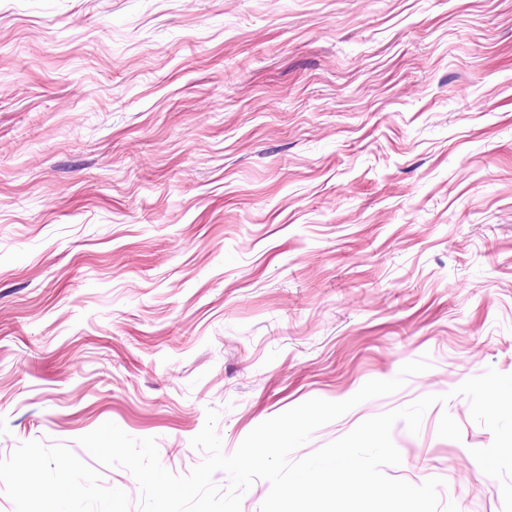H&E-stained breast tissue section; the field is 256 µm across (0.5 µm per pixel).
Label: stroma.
<instances>
[{
    "label": "stroma",
    "instance_id": "obj_1",
    "mask_svg": "<svg viewBox=\"0 0 512 512\" xmlns=\"http://www.w3.org/2000/svg\"><path fill=\"white\" fill-rule=\"evenodd\" d=\"M431 367L389 476L502 512L455 389L512 373V0H0V512H139L78 437L261 422ZM68 483L60 496V483Z\"/></svg>",
    "mask_w": 512,
    "mask_h": 512
}]
</instances>
